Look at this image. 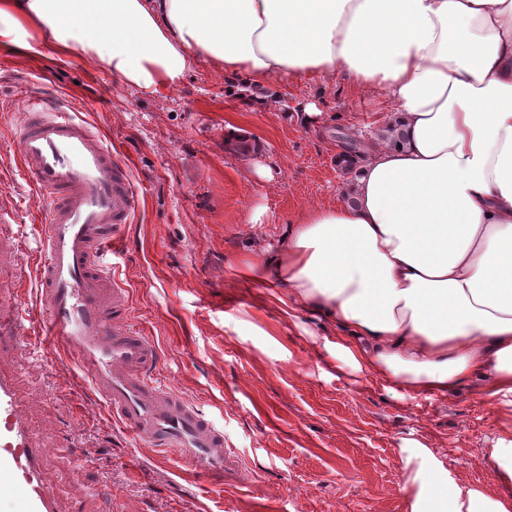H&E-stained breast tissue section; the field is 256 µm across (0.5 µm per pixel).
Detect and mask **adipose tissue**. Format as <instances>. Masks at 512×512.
I'll use <instances>...</instances> for the list:
<instances>
[{
    "label": "adipose tissue",
    "mask_w": 512,
    "mask_h": 512,
    "mask_svg": "<svg viewBox=\"0 0 512 512\" xmlns=\"http://www.w3.org/2000/svg\"><path fill=\"white\" fill-rule=\"evenodd\" d=\"M1 45L79 57L146 96L205 64L382 91L403 144H369L340 200L245 270L333 326L353 368L417 394L482 376L512 412V0H0ZM407 454L408 512H512V428L488 450L494 494Z\"/></svg>",
    "instance_id": "1"
}]
</instances>
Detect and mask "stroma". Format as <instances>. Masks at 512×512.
Listing matches in <instances>:
<instances>
[{"label":"stroma","mask_w":512,"mask_h":512,"mask_svg":"<svg viewBox=\"0 0 512 512\" xmlns=\"http://www.w3.org/2000/svg\"><path fill=\"white\" fill-rule=\"evenodd\" d=\"M19 85L53 89L130 162L145 201L105 265L159 347L158 383L212 418L241 464L228 485L178 473L133 446L78 370L38 356L16 362L18 340L5 337L0 371L13 376L44 449L58 512H408L401 451L416 446L460 484L497 490L487 450L504 417L478 384L445 397L389 389L325 348L333 327L242 276V261L267 256L302 210L336 203L351 178L337 159L381 127L391 110L382 92L340 77L275 81L261 110L245 84L209 66L144 96L81 58L0 47V189L27 238L21 249L0 231V303L25 310L39 258L29 215L44 202L16 159ZM307 103L321 112L312 128L291 119ZM229 122L249 151L225 149Z\"/></svg>","instance_id":"1"}]
</instances>
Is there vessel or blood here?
<instances>
[{"label": "vessel or blood", "instance_id": "1", "mask_svg": "<svg viewBox=\"0 0 512 512\" xmlns=\"http://www.w3.org/2000/svg\"><path fill=\"white\" fill-rule=\"evenodd\" d=\"M22 116L19 165L46 202L39 224L35 308L0 305V335L38 331L37 350L64 351L103 398L113 419L148 447L211 481L241 470L224 436L193 403L158 384V349L132 322L129 294L102 257L132 223L141 193L129 164L105 135L29 88L16 93ZM43 455L22 414L12 377L0 375V512H56L40 467Z\"/></svg>", "mask_w": 512, "mask_h": 512}]
</instances>
